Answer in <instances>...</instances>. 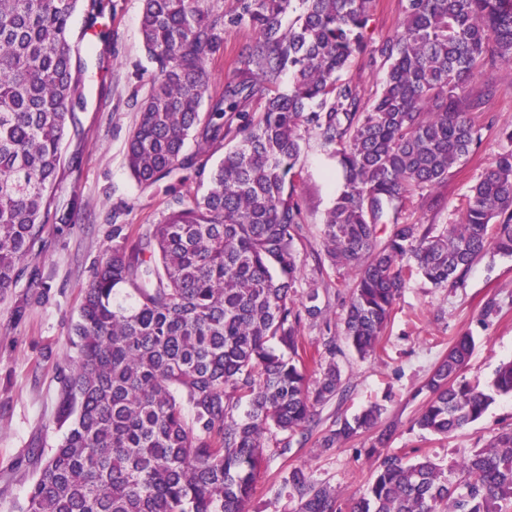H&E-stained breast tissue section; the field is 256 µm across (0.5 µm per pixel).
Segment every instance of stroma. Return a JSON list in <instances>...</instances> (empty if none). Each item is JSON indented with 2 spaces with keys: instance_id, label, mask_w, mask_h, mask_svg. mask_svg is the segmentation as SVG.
I'll list each match as a JSON object with an SVG mask.
<instances>
[{
  "instance_id": "obj_1",
  "label": "stroma",
  "mask_w": 512,
  "mask_h": 512,
  "mask_svg": "<svg viewBox=\"0 0 512 512\" xmlns=\"http://www.w3.org/2000/svg\"><path fill=\"white\" fill-rule=\"evenodd\" d=\"M141 8V0H107L99 23L109 33L104 41L82 39L86 15L75 16L85 104L75 114L76 133L67 134L64 141L50 210L64 212L77 198L86 220L46 224L31 257L21 265L15 288L0 298V512H20L40 466L34 449L53 448L62 435L57 409L69 372L67 336L78 316L82 288L104 249L113 244L115 231L130 238L141 236L172 209L192 204L205 193L212 169L224 156V146H202L192 138L185 149L193 158L191 168L176 169L151 186L139 185L132 177L126 149L138 119L134 102L148 92L154 71L143 47ZM254 37L246 24L225 35L223 54L206 63L209 97L223 93L234 75L239 48ZM488 85L492 96L472 115L481 130L479 145L451 169L447 184L438 190V204L414 197L402 221L440 230L460 222L472 186L505 145L501 130L512 128V67L478 68L465 89L476 93ZM301 167L295 182L303 217L294 243L300 263L296 293L301 296L318 288L319 304L326 311L325 318L301 326L305 345L314 351L328 337L340 336L352 275L343 268L318 267L315 261L325 252L324 218L340 187L335 160L308 133L302 140ZM34 277L41 280V287H31ZM489 304L494 311L488 315L484 309ZM464 333L474 346L462 375L471 384L486 386L499 363L512 359V255L485 256L445 288L416 276L407 281L375 353L361 358L347 351L338 356L349 386L346 398L318 407L320 425L305 445L293 446L285 455L265 449L249 512H297V499L281 491L296 467L305 468L314 482L334 488L339 503L359 497L371 478L367 450L372 434L327 451L318 442L337 418L372 402L383 404L386 420L398 424L389 451L403 449L413 458L427 455L447 464L483 447L495 432L512 428V399L503 398L481 419L448 436L413 428L428 397L424 384Z\"/></svg>"
}]
</instances>
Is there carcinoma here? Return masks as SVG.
<instances>
[{"label": "carcinoma", "mask_w": 512, "mask_h": 512, "mask_svg": "<svg viewBox=\"0 0 512 512\" xmlns=\"http://www.w3.org/2000/svg\"><path fill=\"white\" fill-rule=\"evenodd\" d=\"M81 1L91 29L103 0H0L1 296L50 221L66 120L84 105L71 41ZM239 2L236 14L211 17L199 0H143L154 77L127 144L136 181L191 167L186 140L223 141L224 113L242 122L203 196L146 238L103 251L68 336L58 419L69 427L49 453L36 449L42 462L21 512H246L267 437L283 434L282 455L306 444L317 407L345 394L335 339L311 383L300 336L303 321L323 315L318 289L294 297L301 130L343 174L323 238L331 266L353 275L341 324L359 357L376 351L409 276L446 287L490 251L512 255V149L472 187L461 223L438 231L401 221L415 192L442 186L477 147L470 113L493 88L468 97L463 85L481 66L512 65V0H405L399 29L370 50L387 71L368 109L344 74L367 47L376 0ZM242 23L256 37L203 122L205 64ZM255 98L264 108L254 116L245 107ZM84 219L77 200L57 217ZM382 224L391 230L380 243ZM471 348L469 335L457 337L425 384L420 430L449 435L512 397V360L485 388L460 379ZM382 414L371 405L319 441L328 449L375 433L371 480L348 512L512 508V428L448 468L381 452L395 432ZM284 488L299 512H342L334 490L301 468Z\"/></svg>", "instance_id": "obj_1"}]
</instances>
